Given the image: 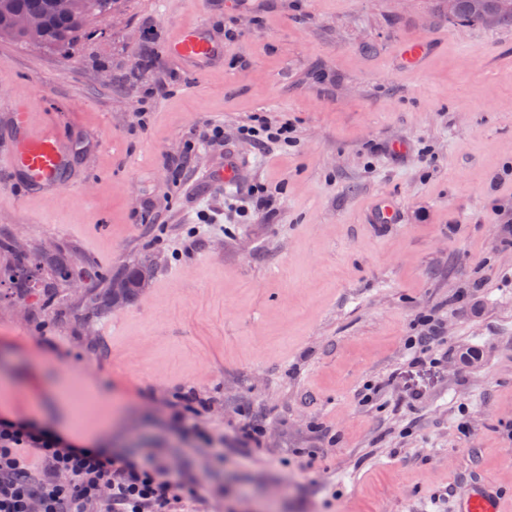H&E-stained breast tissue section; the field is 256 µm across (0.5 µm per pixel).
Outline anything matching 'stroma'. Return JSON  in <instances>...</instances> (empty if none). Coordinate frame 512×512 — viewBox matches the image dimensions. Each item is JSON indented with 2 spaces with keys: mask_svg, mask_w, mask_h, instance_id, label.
<instances>
[{
  "mask_svg": "<svg viewBox=\"0 0 512 512\" xmlns=\"http://www.w3.org/2000/svg\"><path fill=\"white\" fill-rule=\"evenodd\" d=\"M196 24L224 49L201 75L163 50ZM424 35L426 67H396ZM19 107L58 114L83 181L29 195L0 167V414L151 454L179 512H456L485 482L512 512V26L450 22L448 0H123L65 54L0 39L1 153ZM255 112L295 143L241 139ZM254 184L280 207L247 222ZM60 254L74 276L47 303ZM146 254L113 310L99 274ZM190 390L209 409L185 431ZM154 268L152 260L147 256L140 258L131 265L123 268L117 276L123 277L130 282V288L127 289L126 293L122 297L124 304L133 302L144 288H147L151 282ZM115 275V276H116ZM120 277L109 278L110 287V299L112 308L121 307L120 296L127 288L126 283ZM114 296V300H113ZM427 334L423 336H410L407 338L408 349L412 352V361L414 364H420L426 359L429 348L438 333V325L434 319L427 320ZM174 406V421L184 428H190L195 417L205 408L204 403L191 392L181 395Z\"/></svg>",
  "mask_w": 512,
  "mask_h": 512,
  "instance_id": "35a3bbf8",
  "label": "stroma"
}]
</instances>
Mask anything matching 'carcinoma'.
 <instances>
[{"label":"carcinoma","mask_w":512,"mask_h":512,"mask_svg":"<svg viewBox=\"0 0 512 512\" xmlns=\"http://www.w3.org/2000/svg\"><path fill=\"white\" fill-rule=\"evenodd\" d=\"M119 0H69L67 11L57 8V0H0V37L10 38L21 44L31 43L26 32L14 20L29 13L44 17V31L38 46L57 52L67 51L74 43L90 32L94 20L112 12ZM493 8V0H455L448 12V21L463 24H482ZM154 268L148 257H143L123 268L118 276L130 282L122 297L124 303L134 301L151 282Z\"/></svg>","instance_id":"cac0c4a2"}]
</instances>
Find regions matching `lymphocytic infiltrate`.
Returning a JSON list of instances; mask_svg holds the SVG:
<instances>
[{
  "label": "lymphocytic infiltrate",
  "instance_id": "obj_1",
  "mask_svg": "<svg viewBox=\"0 0 512 512\" xmlns=\"http://www.w3.org/2000/svg\"><path fill=\"white\" fill-rule=\"evenodd\" d=\"M240 133L262 149L291 142L294 129L288 121L255 114ZM25 448L45 461L44 478L34 477L21 454ZM172 484L162 464H119L50 430L0 418V512H88V505L104 497L113 512H167Z\"/></svg>",
  "mask_w": 512,
  "mask_h": 512
}]
</instances>
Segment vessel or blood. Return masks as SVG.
I'll return each instance as SVG.
<instances>
[{
    "instance_id": "b4317fda",
    "label": "vessel or blood",
    "mask_w": 512,
    "mask_h": 512,
    "mask_svg": "<svg viewBox=\"0 0 512 512\" xmlns=\"http://www.w3.org/2000/svg\"><path fill=\"white\" fill-rule=\"evenodd\" d=\"M435 48L433 38L401 42L397 57L401 67L417 69ZM169 56L200 69L222 59L223 50L197 27H185L174 35L167 46ZM13 136L9 161L29 190L50 192L63 183L72 182L67 165L70 143L64 131L50 122L33 124L27 113L12 116ZM459 512H501V497L495 485L487 484L468 492L460 501Z\"/></svg>"
}]
</instances>
